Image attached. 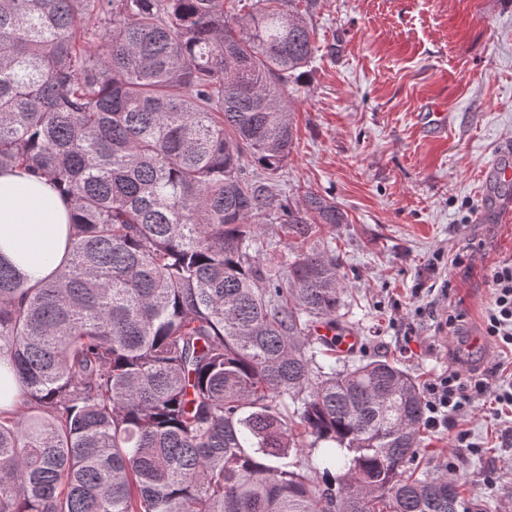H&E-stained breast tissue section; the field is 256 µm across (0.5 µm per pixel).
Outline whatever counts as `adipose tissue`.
<instances>
[{"instance_id": "1", "label": "adipose tissue", "mask_w": 512, "mask_h": 512, "mask_svg": "<svg viewBox=\"0 0 512 512\" xmlns=\"http://www.w3.org/2000/svg\"><path fill=\"white\" fill-rule=\"evenodd\" d=\"M70 207L43 177L0 170V256L36 282L67 264Z\"/></svg>"}]
</instances>
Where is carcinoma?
<instances>
[{
  "mask_svg": "<svg viewBox=\"0 0 512 512\" xmlns=\"http://www.w3.org/2000/svg\"><path fill=\"white\" fill-rule=\"evenodd\" d=\"M224 2L0 0V169L74 218L58 276L0 259V512H487L409 472L411 376L312 332L347 286L309 239L345 217L276 178L318 0ZM276 225L278 222L265 221V224L258 225L257 230V237L264 241V249H268L267 257L274 263L284 261L288 257V237L280 232Z\"/></svg>",
  "mask_w": 512,
  "mask_h": 512,
  "instance_id": "1",
  "label": "carcinoma"
}]
</instances>
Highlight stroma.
<instances>
[{"label": "stroma", "mask_w": 512, "mask_h": 512, "mask_svg": "<svg viewBox=\"0 0 512 512\" xmlns=\"http://www.w3.org/2000/svg\"><path fill=\"white\" fill-rule=\"evenodd\" d=\"M309 23L317 52L289 87L295 141L278 183L345 215L322 234L347 284L340 326L359 336V355L395 359L423 386L451 367L491 366L486 271L512 259V222L483 173L512 150V0H319ZM434 109L445 115L440 133L425 121ZM448 248L462 266L428 276L434 252ZM431 301L440 316L463 315L461 330L431 322L406 341L415 308ZM502 425L480 406L455 429H425L415 465L436 470L460 456L465 494L512 512ZM461 431L479 454L458 447Z\"/></svg>", "instance_id": "stroma-1"}]
</instances>
